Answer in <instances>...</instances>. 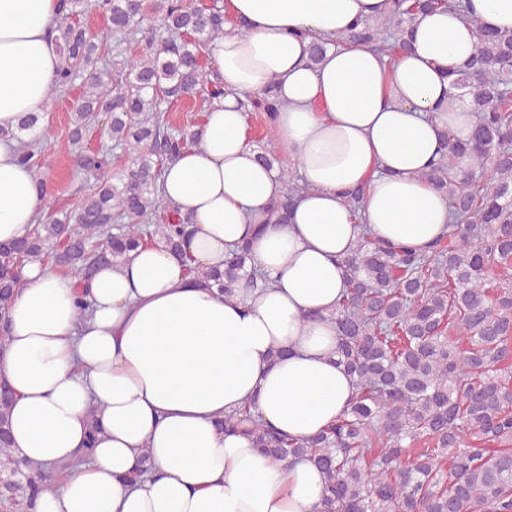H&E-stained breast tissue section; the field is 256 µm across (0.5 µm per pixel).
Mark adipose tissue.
Segmentation results:
<instances>
[{"instance_id": "1", "label": "adipose tissue", "mask_w": 512, "mask_h": 512, "mask_svg": "<svg viewBox=\"0 0 512 512\" xmlns=\"http://www.w3.org/2000/svg\"><path fill=\"white\" fill-rule=\"evenodd\" d=\"M58 5L0 0L2 129L48 96L61 64ZM383 10L384 0H226L248 28L210 46L225 95L205 112L198 143L167 162L160 191L191 225L197 264L223 268L246 237L267 287L223 297L192 282L158 240L85 284L25 266L0 381L15 396L13 455L63 470L36 512H318L319 469L272 461L216 424L247 411L304 439L333 423L356 391L328 319L343 259L363 232L420 249L450 222L447 197L422 174L445 129L471 130L450 81L475 33L455 12H435L416 18L397 60L336 45ZM312 36L329 42L315 65ZM271 86L283 103L272 119L278 148L308 187L284 224L269 203L286 185L258 161L238 107ZM16 147L0 138L1 242L23 236L43 206ZM361 185L354 214L346 195Z\"/></svg>"}]
</instances>
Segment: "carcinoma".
<instances>
[{
	"label": "carcinoma",
	"mask_w": 512,
	"mask_h": 512,
	"mask_svg": "<svg viewBox=\"0 0 512 512\" xmlns=\"http://www.w3.org/2000/svg\"><path fill=\"white\" fill-rule=\"evenodd\" d=\"M64 2L55 29L62 65L47 100L81 81L73 144L103 116L130 166L116 179L108 156L78 155L94 184L74 212L39 217L22 238L0 243V349L29 263H50L82 282L158 237L188 276L226 298L258 283L246 244L222 270L194 265L184 221L157 191L165 164L199 138L198 129L177 127L166 113L185 100L202 113L224 95L208 69V48L225 34L224 6L153 0L147 13L143 0H96L108 25L94 33L83 24L88 0ZM448 9L476 32L474 53L453 79L473 114L472 132L443 131L441 157L423 174L448 198V232L421 252L364 232L343 262L346 292L331 314L339 363L356 379L346 411L306 439L253 422L255 447L267 457L306 459L322 471L320 512H512V30L481 26L466 0H391L386 15L355 25L336 44L405 53L415 19ZM115 34L137 39L140 52L100 69L98 51ZM241 106L264 115V139L275 136L272 114L283 102L274 88ZM47 108L0 136L18 138ZM20 159L42 185L41 141L22 144ZM281 173L288 191L273 211L285 224L302 187ZM12 402L1 384L0 508L35 512L56 479L11 453Z\"/></svg>",
	"instance_id": "cac0c4a2"
}]
</instances>
